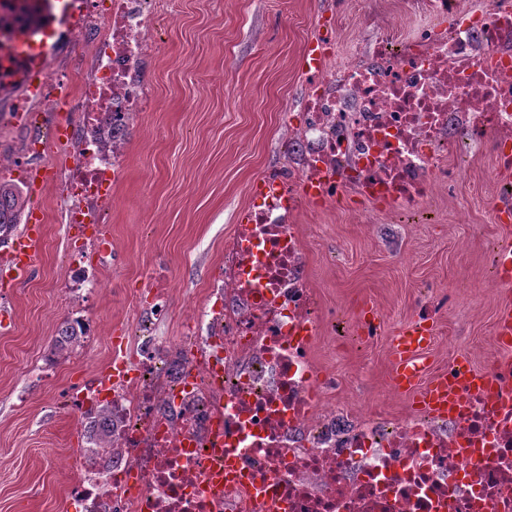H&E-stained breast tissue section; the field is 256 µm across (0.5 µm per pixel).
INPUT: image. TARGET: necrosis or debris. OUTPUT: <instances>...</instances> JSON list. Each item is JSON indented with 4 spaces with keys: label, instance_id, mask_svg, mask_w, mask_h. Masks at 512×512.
Returning a JSON list of instances; mask_svg holds the SVG:
<instances>
[{
    "label": "necrosis or debris",
    "instance_id": "obj_1",
    "mask_svg": "<svg viewBox=\"0 0 512 512\" xmlns=\"http://www.w3.org/2000/svg\"><path fill=\"white\" fill-rule=\"evenodd\" d=\"M153 0H0V102L16 125L57 110L46 62L75 30L93 62L70 125L76 158L59 181L69 224H99L124 171L128 133L150 106L139 74L157 43ZM422 22L370 62L307 70L306 120L288 139V176L253 186L256 202L224 246L212 298L184 311L185 344L140 337L85 386L81 412L114 423L106 464L74 465V512H512V356L485 374L508 398L466 395L456 413L396 419L326 400L312 359L322 314L307 276L301 209L348 194L417 210L452 183L461 140H512V0L481 12L460 0H410ZM448 19L438 28L437 19ZM233 461L241 479L213 483Z\"/></svg>",
    "mask_w": 512,
    "mask_h": 512
}]
</instances>
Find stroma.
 Returning a JSON list of instances; mask_svg holds the SVG:
<instances>
[{
    "mask_svg": "<svg viewBox=\"0 0 512 512\" xmlns=\"http://www.w3.org/2000/svg\"><path fill=\"white\" fill-rule=\"evenodd\" d=\"M159 8L166 14L159 47L140 68L153 101L130 129L129 165L105 219L110 246L96 248L95 225L65 223L66 202L47 182L27 196L28 208L43 215L35 263L18 280L0 276V512H66L71 473L51 463L84 439L77 415L59 400L96 378L113 337L137 342L153 275L173 289L169 317L152 329L165 343L181 342V313L206 300L224 240L254 203L253 184L292 167L288 135L307 105L303 57L315 21L331 18L340 55L363 62L384 35L407 36L419 22L403 0H160ZM84 44L76 32L48 62L73 87L91 73ZM496 151L487 141L453 147L451 189L416 211L373 212L351 194L300 213L309 276L325 311L313 351L334 377L330 402L353 409L371 400L381 417L411 411L414 395L384 394L391 340L443 294L472 302H451L432 317L430 373L457 356L477 369L498 357L496 316L512 292L491 284L493 248L512 241V229L497 221L491 202L512 170L496 172ZM462 213L467 223L458 222ZM77 248L106 291L64 295ZM367 303L383 317L373 340L356 324ZM82 310L99 336L77 356L49 362L61 323Z\"/></svg>",
    "mask_w": 512,
    "mask_h": 512,
    "instance_id": "35a3bbf8",
    "label": "stroma"
}]
</instances>
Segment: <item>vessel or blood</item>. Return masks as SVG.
<instances>
[{"instance_id": "b4317fda", "label": "vessel or blood", "mask_w": 512, "mask_h": 512, "mask_svg": "<svg viewBox=\"0 0 512 512\" xmlns=\"http://www.w3.org/2000/svg\"><path fill=\"white\" fill-rule=\"evenodd\" d=\"M42 219L30 213L28 223L12 251L11 270L26 274L35 260V246L39 239ZM433 329L415 322L404 328L392 341L393 382L398 390L414 392L422 410L445 415L456 409L464 392L482 394L489 402L499 399L495 383L479 371L463 369L461 376L445 373L430 375L425 354L431 344ZM495 335L504 349L512 348V307H503L496 319Z\"/></svg>"}]
</instances>
